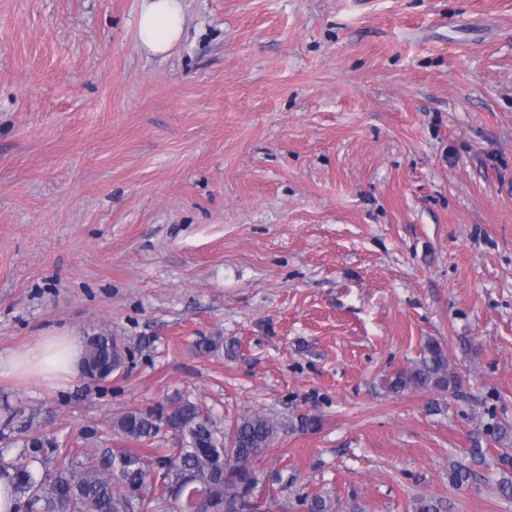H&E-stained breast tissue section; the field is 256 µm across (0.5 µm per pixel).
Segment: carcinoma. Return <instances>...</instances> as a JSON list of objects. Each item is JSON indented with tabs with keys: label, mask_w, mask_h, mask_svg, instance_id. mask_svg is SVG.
<instances>
[{
	"label": "carcinoma",
	"mask_w": 512,
	"mask_h": 512,
	"mask_svg": "<svg viewBox=\"0 0 512 512\" xmlns=\"http://www.w3.org/2000/svg\"><path fill=\"white\" fill-rule=\"evenodd\" d=\"M129 349L110 332H98L86 339L83 355L85 370L103 368L114 373L125 364ZM392 393L406 391H456L461 381L451 368L447 352L436 340L425 344L419 359L396 371L386 382ZM163 422L179 436V447L157 460L160 465L159 492L152 498H135L151 471L141 458L131 453L112 457L104 465L97 462L96 452L85 448L73 456L65 448H51L60 462L54 469L46 467L48 456L43 435H32L13 460L0 457V477L11 483L18 501L27 502L33 512H165L168 507L183 509L184 499H174L170 489L182 486V495L210 494L216 512H257L260 504L256 494L264 485L265 476L258 469L260 460L282 433H310L320 428L321 419L306 413L294 420L280 422L262 413H253L236 421L222 434L190 401H173L169 408L155 415L130 411L113 423L120 435L146 440ZM486 431L503 445L498 457L503 472L512 470V426L482 424ZM193 475L194 482L184 484V477ZM471 477L466 465L454 463L448 471L449 481L463 487ZM306 512H332V504L321 494L301 499Z\"/></svg>",
	"instance_id": "cac0c4a2"
}]
</instances>
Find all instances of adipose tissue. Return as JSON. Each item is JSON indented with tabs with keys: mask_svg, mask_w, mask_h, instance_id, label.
<instances>
[{
	"mask_svg": "<svg viewBox=\"0 0 512 512\" xmlns=\"http://www.w3.org/2000/svg\"><path fill=\"white\" fill-rule=\"evenodd\" d=\"M184 25L183 0H142L137 32L150 54H167L181 40ZM82 356L83 343L79 338L49 334L13 356L10 368L18 377H34L53 387L78 377Z\"/></svg>",
	"mask_w": 512,
	"mask_h": 512,
	"instance_id": "ef3b65f1",
	"label": "adipose tissue"
}]
</instances>
